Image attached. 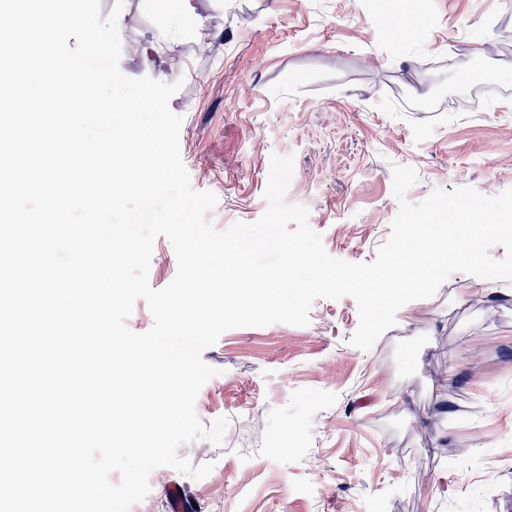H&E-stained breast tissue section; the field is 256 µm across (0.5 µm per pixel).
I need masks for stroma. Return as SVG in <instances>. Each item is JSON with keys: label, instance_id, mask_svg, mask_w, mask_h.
I'll list each match as a JSON object with an SVG mask.
<instances>
[{"label": "stroma", "instance_id": "1", "mask_svg": "<svg viewBox=\"0 0 512 512\" xmlns=\"http://www.w3.org/2000/svg\"><path fill=\"white\" fill-rule=\"evenodd\" d=\"M125 0L120 68L184 79L180 151L217 228L263 213L272 153L295 157L288 203L327 252L370 262L399 204L432 189L512 188V33L504 0ZM399 24L411 40H392ZM353 298L320 299L306 326L225 332L196 400L223 446L196 481L156 469L131 512H168L176 483L198 512H512V283L463 273L404 305L367 351ZM409 394V408L395 401Z\"/></svg>", "mask_w": 512, "mask_h": 512}]
</instances>
